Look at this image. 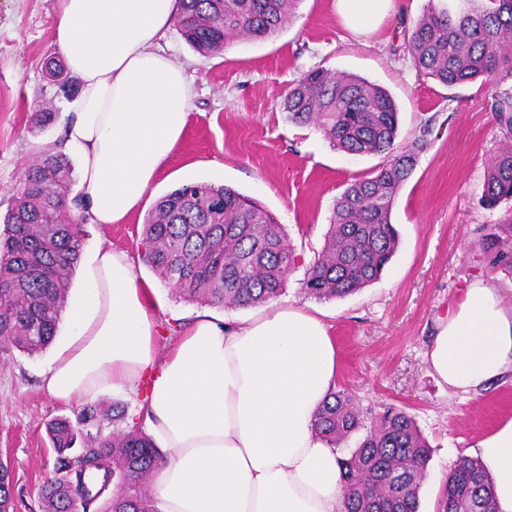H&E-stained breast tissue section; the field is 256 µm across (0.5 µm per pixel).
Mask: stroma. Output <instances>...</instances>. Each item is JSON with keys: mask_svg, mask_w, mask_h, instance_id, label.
Returning a JSON list of instances; mask_svg holds the SVG:
<instances>
[{"mask_svg": "<svg viewBox=\"0 0 512 512\" xmlns=\"http://www.w3.org/2000/svg\"><path fill=\"white\" fill-rule=\"evenodd\" d=\"M427 0H393L377 28L358 34L336 13V0H299L285 29L262 42L234 41L204 57L169 30L163 48L183 63L194 97L183 138L139 208L124 223L86 224L84 249L105 244L130 253L138 279L151 282L152 310L167 354L198 314L230 325L252 308L186 302L173 294L143 258V225L157 199L186 182L222 184L259 202L284 224L304 260L320 250L334 200L380 163L377 155L332 148L311 125L289 121L282 102L289 86L322 66L347 70L385 87L399 110V142L426 136L428 144L393 207L399 247L381 277L360 291L315 300L291 274L283 301L306 307L327 325L339 353L336 386L362 407L396 405L410 412L433 454L422 488L423 512H436L456 460L512 419V374L479 392H450L432 373L427 351L438 324L450 317L467 282L492 277L512 306V277L483 264L482 236L512 224V201L481 203L487 168L505 140L479 84L446 87L419 72L405 50L407 34ZM56 0H0V217L21 168L46 146L60 143L61 121L37 126L36 103L55 101L45 62L59 55L52 39ZM30 356L0 357V450L11 459L16 512H40L37 487L54 475L48 423L73 407L40 388L56 346Z\"/></svg>", "mask_w": 512, "mask_h": 512, "instance_id": "35a3bbf8", "label": "stroma"}]
</instances>
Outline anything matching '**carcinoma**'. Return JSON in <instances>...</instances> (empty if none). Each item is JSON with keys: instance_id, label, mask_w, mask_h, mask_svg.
<instances>
[{"instance_id": "1", "label": "carcinoma", "mask_w": 512, "mask_h": 512, "mask_svg": "<svg viewBox=\"0 0 512 512\" xmlns=\"http://www.w3.org/2000/svg\"><path fill=\"white\" fill-rule=\"evenodd\" d=\"M298 0H179L173 26L197 53L224 51L236 38L263 41L290 21ZM416 68L445 86L482 81L491 109L511 145L489 164L482 200H512V0H429L407 36ZM45 76L55 97L69 98L78 82L58 56ZM288 119L317 127L332 147L383 160L336 198L322 248L304 265L301 290L317 300L342 298L377 280L399 246L392 224L395 198L426 141L397 143L398 111L382 87L323 67L304 73L283 100ZM71 159L41 150L19 180L0 231V355L34 354L56 336L69 284L79 262L86 219L69 213ZM145 261L177 297L219 307H254L285 291L301 255L284 225L237 190L183 184L161 196L143 224ZM487 262L512 274V240L489 234ZM122 421L93 404L75 419L47 426L55 475L38 488L42 512H159L145 480L168 463L142 429L114 436L104 421ZM319 433L338 448L365 435L342 467L345 512H419L431 448L406 410L362 408L345 389L321 406ZM83 446L75 447L77 440ZM493 478L479 459L458 458L439 512H495ZM0 512H14L13 476L0 466Z\"/></svg>"}]
</instances>
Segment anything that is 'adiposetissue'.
<instances>
[{
	"instance_id": "obj_1",
	"label": "adipose tissue",
	"mask_w": 512,
	"mask_h": 512,
	"mask_svg": "<svg viewBox=\"0 0 512 512\" xmlns=\"http://www.w3.org/2000/svg\"><path fill=\"white\" fill-rule=\"evenodd\" d=\"M391 3L336 0V8L363 31ZM177 10L178 0H57L53 40L80 81L63 140L79 157L90 223L135 212L181 141L193 89L183 64L157 48ZM150 290L128 252L91 251L45 391L80 406L145 384L139 408L170 456L150 482L161 512H344L340 455L316 428L339 370L326 324L294 304L270 305L240 326L204 315L161 360ZM427 360L454 392L512 373V308L491 280L468 285ZM478 453L494 478L496 512H512V420Z\"/></svg>"
}]
</instances>
